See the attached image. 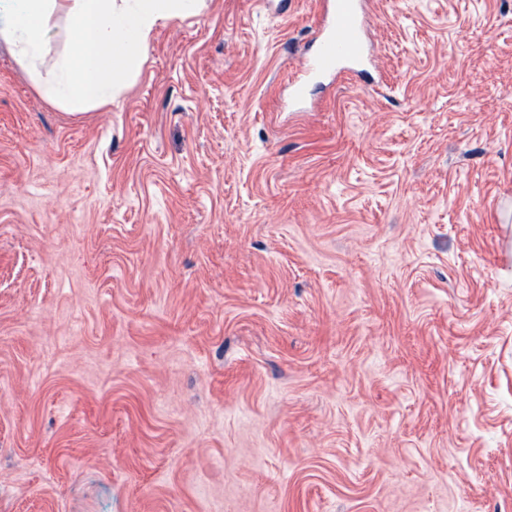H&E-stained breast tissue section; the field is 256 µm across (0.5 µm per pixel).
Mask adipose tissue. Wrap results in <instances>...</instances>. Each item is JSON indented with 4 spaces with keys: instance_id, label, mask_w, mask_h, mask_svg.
<instances>
[{
    "instance_id": "adipose-tissue-1",
    "label": "adipose tissue",
    "mask_w": 512,
    "mask_h": 512,
    "mask_svg": "<svg viewBox=\"0 0 512 512\" xmlns=\"http://www.w3.org/2000/svg\"><path fill=\"white\" fill-rule=\"evenodd\" d=\"M205 0H0V43L50 102L74 111L108 105L139 71L153 32L198 15ZM63 28L66 48L46 66Z\"/></svg>"
}]
</instances>
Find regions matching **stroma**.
I'll list each match as a JSON object with an SVG mask.
<instances>
[{
	"instance_id": "stroma-1",
	"label": "stroma",
	"mask_w": 512,
	"mask_h": 512,
	"mask_svg": "<svg viewBox=\"0 0 512 512\" xmlns=\"http://www.w3.org/2000/svg\"><path fill=\"white\" fill-rule=\"evenodd\" d=\"M206 0L106 108L0 45V512H512V0ZM368 3V0L332 1L330 11L320 23L321 38L316 53L302 62V74L289 85V97L294 104L305 101L312 77L331 70L348 69L364 76V87L375 82L367 70Z\"/></svg>"
}]
</instances>
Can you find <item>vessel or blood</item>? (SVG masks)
I'll return each mask as SVG.
<instances>
[{
    "mask_svg": "<svg viewBox=\"0 0 512 512\" xmlns=\"http://www.w3.org/2000/svg\"><path fill=\"white\" fill-rule=\"evenodd\" d=\"M368 0H333L322 20L321 38L316 53L302 63V73L289 85L293 103H303L312 77L331 70L348 69L363 75L366 84L374 78L367 70L369 49L365 36Z\"/></svg>",
    "mask_w": 512,
    "mask_h": 512,
    "instance_id": "obj_1",
    "label": "vessel or blood"
}]
</instances>
